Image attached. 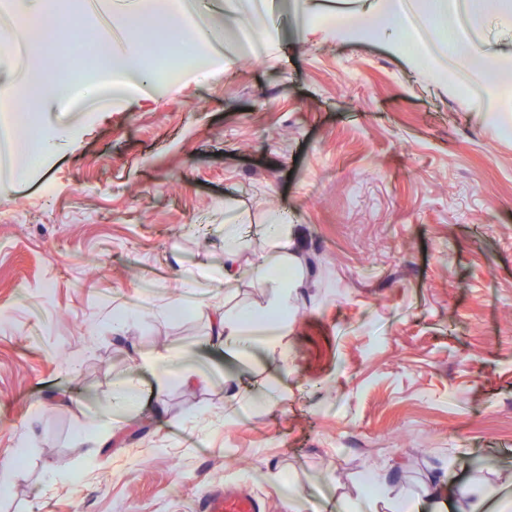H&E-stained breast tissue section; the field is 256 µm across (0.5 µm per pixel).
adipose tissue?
Listing matches in <instances>:
<instances>
[{"label": "adipose tissue", "instance_id": "1", "mask_svg": "<svg viewBox=\"0 0 512 512\" xmlns=\"http://www.w3.org/2000/svg\"><path fill=\"white\" fill-rule=\"evenodd\" d=\"M486 9V0H385L382 11L369 17L367 25L386 32L408 20L428 23L438 18L451 21L466 16L469 24L451 47V59L462 65L477 66L484 72L499 71L506 69V60L485 50L480 39L479 24ZM183 13L180 0H138L133 13H113L112 28L123 34L129 48L120 51L113 41H105L101 47L105 64L97 80L82 77L49 80L39 66L31 64L27 67V97H18L15 83H1L0 100L21 102L23 109L8 116L0 114V185L11 187L30 179L45 148L51 112L80 97L97 96L107 88L116 93L158 92V85L149 79L139 63L143 48L160 41L195 42V68L204 70L212 58L211 43L206 39L196 40L192 27L181 24ZM65 24V19L47 10L46 0H12L10 12L0 15V27L11 29L18 37L31 42L55 33ZM475 91L481 100L484 121L512 131V84L479 82ZM262 234L276 247L275 252L263 255L256 269L259 285L267 290L265 304L230 312L220 310L210 319V338L241 358L248 357L257 345L272 354L283 353L282 336L290 298L305 286L292 226L274 220L264 225Z\"/></svg>", "mask_w": 512, "mask_h": 512}]
</instances>
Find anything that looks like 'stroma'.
Instances as JSON below:
<instances>
[{
	"label": "stroma",
	"instance_id": "35a3bbf8",
	"mask_svg": "<svg viewBox=\"0 0 512 512\" xmlns=\"http://www.w3.org/2000/svg\"><path fill=\"white\" fill-rule=\"evenodd\" d=\"M309 16L203 79L56 113L61 147L0 187V512H199L227 486L269 512H359L387 486L432 512L425 478L512 480V137L409 34ZM272 216L307 282L285 373L209 338L214 309L265 302L259 243L224 281L225 223ZM166 350L207 382L157 387L141 357ZM125 379L143 401L117 415Z\"/></svg>",
	"mask_w": 512,
	"mask_h": 512
}]
</instances>
